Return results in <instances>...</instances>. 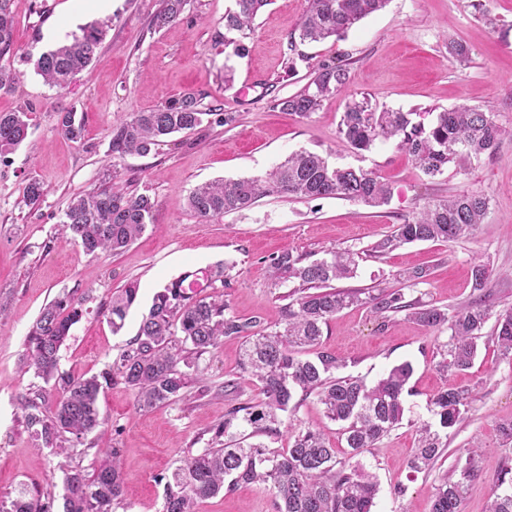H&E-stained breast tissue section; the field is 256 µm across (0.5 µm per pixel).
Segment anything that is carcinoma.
<instances>
[{
  "instance_id": "carcinoma-1",
  "label": "carcinoma",
  "mask_w": 512,
  "mask_h": 512,
  "mask_svg": "<svg viewBox=\"0 0 512 512\" xmlns=\"http://www.w3.org/2000/svg\"><path fill=\"white\" fill-rule=\"evenodd\" d=\"M14 0H0V55L13 46ZM187 0H163L151 27L160 30L182 14ZM224 14L228 33L245 34L268 0H234ZM387 0H309L298 25L299 38L320 42L340 37L364 17L384 8ZM103 28H81L72 41L43 52L35 62L36 72L50 85L68 87L76 74L95 58ZM350 82L345 64H323L302 91L276 101V106L300 118L317 111L330 96ZM207 112L197 99L186 94L173 103L146 112H135L112 128L110 155L149 153L162 139L191 134ZM418 112L378 109L368 98L348 102L340 133L356 150L367 151L379 139L395 140L428 177L443 173L449 163L463 166L483 155L495 154L504 131L489 109L466 104L436 113L426 125ZM28 113L0 112V156L13 152L28 137ZM83 122L76 113H65L58 133L73 142L83 138ZM104 181L74 198L61 221L62 238L80 246L84 253L117 255L133 244L153 223L155 202L146 194H130L113 182L112 165ZM47 187L39 179L28 181L24 199L40 203ZM297 198H343L371 207L388 204L391 187L373 173L353 167H331L324 157L310 151L290 154L269 172L240 179L215 180L197 186L187 197V208L201 221L209 222L242 211L265 196ZM488 210L480 194H464L429 201L393 234L375 246L384 252L401 244L453 241L482 223ZM355 253L329 251L325 256L283 252L272 259L274 284L298 283L280 306L279 320L261 326L257 319L243 320L229 312L224 293L201 294L215 283L227 285L223 269L201 275L185 273L154 298L139 331L108 370L99 375L75 378L60 371L59 352L70 330L84 315L83 301L62 293L46 304L26 336L24 366L34 370L61 398L49 412L43 411L45 390L23 403L28 424L34 428L39 448L54 453L68 444H81L103 423L99 396L105 387L120 383L130 389L141 409L171 405L184 400L189 388L204 398L212 388L198 374L197 361L217 348L226 337H243L241 368L261 386L263 398L238 403L224 412L213 439L224 438L222 447L205 448L188 457L165 483L163 512H195L198 501L239 484H257L271 492L276 512H374L378 491L374 477L361 471L352 459L399 426L404 416L403 395L413 373L404 362L369 386L358 377H337L345 361L322 345L323 326L341 310L368 305L381 312H404L439 332H448L436 367L442 373L469 369L477 354V340L491 316L485 300H475L455 313L408 300L399 290L365 294L360 289L338 290L331 282L351 277ZM139 285L128 283L100 310L112 326L121 330L127 311L138 297ZM495 340L501 354L512 360V309L497 315ZM311 350L314 357L304 358ZM314 395L326 416L342 424L348 448L340 458L323 435L300 424L288 423L289 448L281 450L253 438H275L283 416L297 408L294 399ZM471 393L450 387L432 400L437 427L419 429V443L407 461L413 473L430 470L442 456L446 443L441 433L455 426L468 411ZM106 461L93 474L80 469L65 473L63 512H116L122 502L121 449L103 451ZM476 451L459 457L458 479H443L435 487L430 512H461L467 484L476 475ZM53 501H44L21 488L9 501H0V512H52ZM487 512H512V471L506 469L487 506Z\"/></svg>"
}]
</instances>
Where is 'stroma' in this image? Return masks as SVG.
Wrapping results in <instances>:
<instances>
[{
	"instance_id": "obj_1",
	"label": "stroma",
	"mask_w": 512,
	"mask_h": 512,
	"mask_svg": "<svg viewBox=\"0 0 512 512\" xmlns=\"http://www.w3.org/2000/svg\"><path fill=\"white\" fill-rule=\"evenodd\" d=\"M160 4L112 0L109 11L79 14L72 0L13 3V46L0 56V68L15 71L19 80L14 92L0 95V111L27 112L30 128L19 148L0 157V494L24 487L61 502L65 471L93 473L102 448L116 446L122 450L124 512H163V476L207 447L224 420L228 398L259 397L240 368L242 341L229 337L198 361L212 387L209 396L141 410L132 391L115 384L99 396L104 422L90 434L89 445L61 455L36 447L21 403L43 382L22 372L19 358L30 326L59 293L84 301L85 314L60 351L61 371L76 377L107 370L135 338L156 292L187 271L225 267L231 313L274 323L282 296L294 286H274L269 266L288 250L318 257L352 250L358 255L356 274L338 281V288L400 290L406 299L451 311L475 299L473 270L482 264L493 313L512 307V140L503 141L493 156L463 168L448 165L430 179L396 142L379 141L359 152L339 133L347 101L362 97L380 108L421 113L426 122L461 103L488 108L495 122L512 132V0H388L342 38L295 44L290 37L307 0H271L244 38L241 56L224 43V13L233 0H188L176 21L155 30L150 19ZM93 24L104 26L105 36L92 64L65 90L47 85L35 71L36 59ZM452 41L466 45L464 61L449 54ZM344 59L351 76L346 91L317 112L302 119L276 108L277 99L303 90L319 66ZM188 93L207 113L198 131L172 135L149 154L111 160L113 125ZM64 112L82 119L81 141L58 135ZM225 112L235 114V123H220ZM301 149L336 166L373 172L391 184L389 203L371 207L340 198L267 196L206 223L187 209L186 198L199 184L262 174ZM111 161L121 187L155 200V221L124 252L92 257L58 239L56 230L71 200L98 186ZM32 178L49 187L35 206L23 197ZM470 193L489 200L472 233L451 242L373 252L374 244L427 200ZM418 267L430 268L426 282L402 280L404 270ZM131 281L138 282L139 295L116 332L100 310ZM494 326L491 320L484 325L472 367L448 376L436 368L447 333L405 314L352 306L324 326V346L346 361L339 376L372 383L396 365L413 366L401 425L360 457L378 483V512H429L435 486L473 447L478 474L461 508L486 512L503 469L512 467V444H504L499 432L501 422L512 420V361L501 355ZM448 387L470 390L468 411L449 429L447 448L434 468L410 474L406 462L417 430L432 418V399ZM293 420L322 431L338 454H345L340 423L326 417L316 398L301 402ZM196 512H275V505L269 491L242 484L198 502Z\"/></svg>"
}]
</instances>
